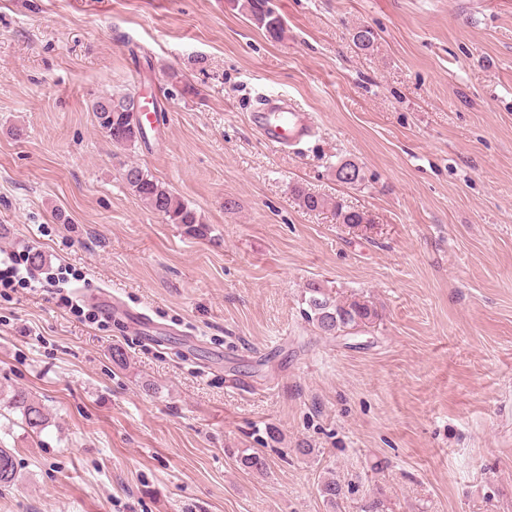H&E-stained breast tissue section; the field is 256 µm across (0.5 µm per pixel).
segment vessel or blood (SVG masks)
<instances>
[{
	"label": "vessel or blood",
	"mask_w": 512,
	"mask_h": 512,
	"mask_svg": "<svg viewBox=\"0 0 512 512\" xmlns=\"http://www.w3.org/2000/svg\"><path fill=\"white\" fill-rule=\"evenodd\" d=\"M251 123L262 141L281 148L299 145L315 132L312 115L280 95L265 97Z\"/></svg>",
	"instance_id": "1"
}]
</instances>
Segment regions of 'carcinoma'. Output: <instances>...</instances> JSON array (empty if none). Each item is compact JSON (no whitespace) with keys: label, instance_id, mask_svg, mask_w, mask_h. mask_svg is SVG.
I'll return each instance as SVG.
<instances>
[{"label":"carcinoma","instance_id":"cac0c4a2","mask_svg":"<svg viewBox=\"0 0 512 512\" xmlns=\"http://www.w3.org/2000/svg\"><path fill=\"white\" fill-rule=\"evenodd\" d=\"M237 7L242 9L259 28L265 30L269 37L279 40L285 34L284 23L270 7L269 0H237ZM354 45L360 50L370 49L375 42L372 29L361 26L352 34ZM137 111L135 100L131 96L118 99L98 101L93 105L99 128L116 145H129L144 137V129L133 114ZM124 178L133 192L156 214L163 216L173 224H182L187 233L203 237L207 227L200 220L197 212L183 202L149 172L138 165H129L125 169ZM336 178L344 184H355L362 180L361 170L351 161H345L336 168ZM294 194L300 207L307 211H316L332 206L338 224H368L370 219L360 211L352 210L336 202L307 191L303 187L294 188ZM305 298L306 318L322 333L339 336L350 331H363L372 327L379 318L373 302L365 297L347 298L345 300L332 294V291L314 283L307 288ZM11 409L21 414V421L33 433L45 429L47 415L43 407L34 399L32 393L21 387L10 391L8 400ZM240 465L248 470L262 473L267 469V460L257 452L242 453ZM17 466L14 450L0 448V487H8L14 483ZM325 500L334 505L342 499V485L329 479L320 488Z\"/></svg>","mask_w":512,"mask_h":512}]
</instances>
